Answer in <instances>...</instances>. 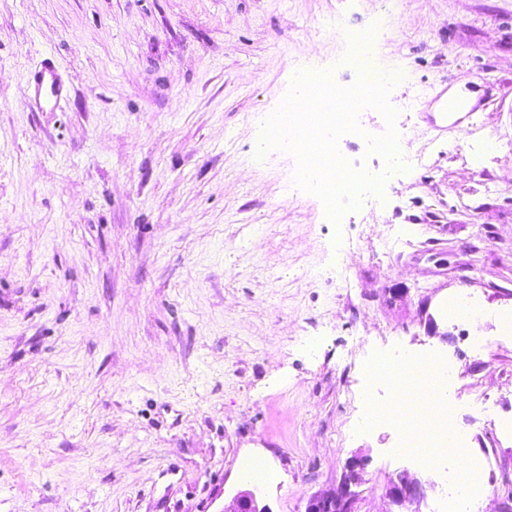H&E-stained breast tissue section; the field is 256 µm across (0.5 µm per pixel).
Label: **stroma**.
I'll return each instance as SVG.
<instances>
[{
	"label": "stroma",
	"mask_w": 512,
	"mask_h": 512,
	"mask_svg": "<svg viewBox=\"0 0 512 512\" xmlns=\"http://www.w3.org/2000/svg\"><path fill=\"white\" fill-rule=\"evenodd\" d=\"M370 40L394 121L340 155L383 177L340 223L262 126L297 71L357 76ZM54 69L60 98L36 76ZM477 95L458 119L454 94ZM400 133L391 173L367 139ZM467 295L474 318L450 315ZM512 0H0V512H305L365 458L448 512L447 482L362 428L381 354L443 358L452 426L492 436L485 512L512 494ZM484 337L483 355L470 335ZM248 456L279 472L262 487Z\"/></svg>",
	"instance_id": "obj_1"
}]
</instances>
